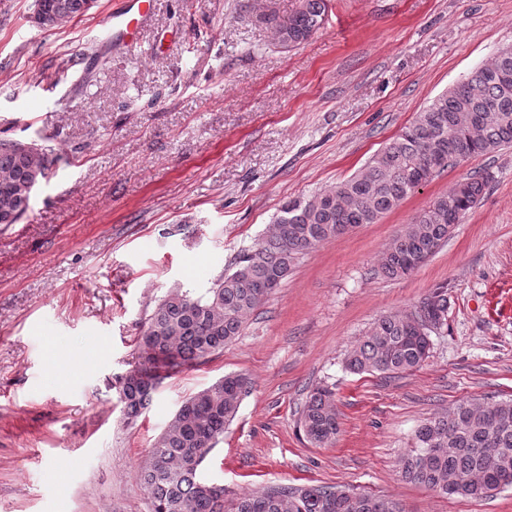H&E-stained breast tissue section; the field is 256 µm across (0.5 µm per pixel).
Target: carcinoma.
I'll use <instances>...</instances> for the list:
<instances>
[{
	"label": "carcinoma",
	"instance_id": "cac0c4a2",
	"mask_svg": "<svg viewBox=\"0 0 512 512\" xmlns=\"http://www.w3.org/2000/svg\"><path fill=\"white\" fill-rule=\"evenodd\" d=\"M94 0H35L39 26L51 29L85 15ZM327 0H302L299 10L278 26L283 43L307 39L323 22ZM512 146V46L494 61L436 97L412 123L376 153L364 170L308 199L284 203L271 231L240 252L231 272L197 295L174 288L160 300L141 335L139 365L118 385L125 418L132 422L150 405L157 380L204 363L240 336L246 319L269 296L270 281L283 282L299 255L340 236L347 225L373 224L431 179L423 176L432 153L463 158L488 155ZM55 159L44 149L0 139V225L25 215L18 193L30 181H46ZM486 177L472 175L436 198L383 254L380 272L401 278L418 268L413 260L431 255L448 240V224L467 215L480 200ZM419 306L446 318L448 292L433 290ZM411 315L377 318L348 352L352 373L398 374L419 368L429 356L431 330L419 331ZM249 380L227 374L182 401L139 470L150 512H224V487L200 474L198 453H210L224 438ZM313 444H330L339 432L334 391L315 387L299 418ZM415 447L402 458V480L443 496L463 500L491 496L512 487V400L482 409L462 400L452 411L423 421ZM229 512H405L395 499L330 485H277L240 495Z\"/></svg>",
	"mask_w": 512,
	"mask_h": 512
}]
</instances>
